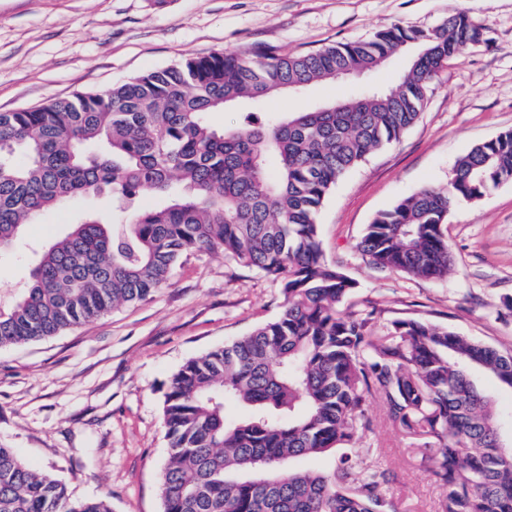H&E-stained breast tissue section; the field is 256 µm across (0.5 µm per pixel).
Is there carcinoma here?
I'll return each instance as SVG.
<instances>
[{"instance_id": "cac0c4a2", "label": "carcinoma", "mask_w": 512, "mask_h": 512, "mask_svg": "<svg viewBox=\"0 0 512 512\" xmlns=\"http://www.w3.org/2000/svg\"><path fill=\"white\" fill-rule=\"evenodd\" d=\"M482 30L464 11L430 29L396 24L306 53L214 50L99 92L0 112V250L43 212L112 194L42 250L15 298L0 304V347L56 336L171 280L190 250L222 252L281 283L277 317L186 361L163 416L169 457L162 512H397L387 470L361 447L380 404L419 440L442 486L441 512H512V410L480 387L512 388V350L447 326L396 319L352 303L358 284L328 260L318 215L336 182L397 142L424 112L432 84ZM411 52L391 89L307 112L244 110L228 130L208 114L301 93L343 73L360 77ZM512 182V131L474 146L448 184L379 213L358 244L375 270L443 279L453 266L446 220ZM145 195L164 203L141 206ZM246 412L232 417L228 406ZM330 457L327 470L297 459ZM0 512H112L74 500L59 480L0 447Z\"/></svg>"}]
</instances>
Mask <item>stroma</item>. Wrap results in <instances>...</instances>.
Masks as SVG:
<instances>
[{
	"label": "stroma",
	"instance_id": "obj_1",
	"mask_svg": "<svg viewBox=\"0 0 512 512\" xmlns=\"http://www.w3.org/2000/svg\"><path fill=\"white\" fill-rule=\"evenodd\" d=\"M463 10L483 39L449 62L415 126L343 175L319 217L328 260L343 261L358 305L379 303L383 323L420 318L512 347V183L447 220L454 266L443 280L373 271L356 246L382 211L422 188L447 184L459 158L512 130V0H0V112L94 92L215 49L272 46L306 52L363 40L395 24L431 28ZM408 63L398 55L340 87L257 104L298 112L355 92L390 88ZM111 195L78 198L27 225L0 252V302L27 279L37 250L85 212L111 214ZM280 284L220 253L184 256L151 299L41 341L0 348V447L65 484L75 499H107L112 512H161L168 459L163 395L188 359L278 315ZM364 440L393 473L386 493L399 512H440L443 491L414 440L378 403Z\"/></svg>",
	"mask_w": 512,
	"mask_h": 512
}]
</instances>
